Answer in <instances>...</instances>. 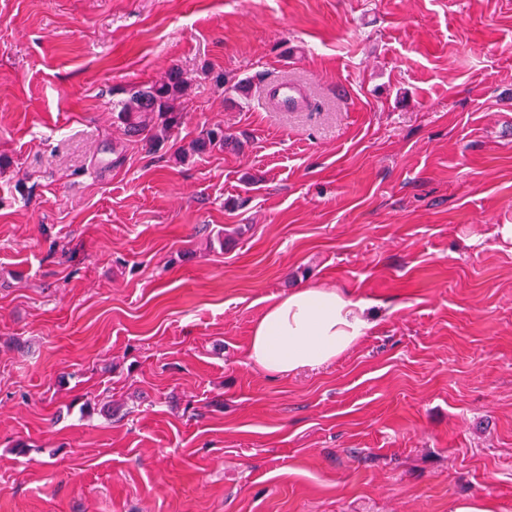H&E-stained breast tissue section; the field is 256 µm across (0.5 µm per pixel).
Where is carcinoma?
<instances>
[{
  "instance_id": "cac0c4a2",
  "label": "carcinoma",
  "mask_w": 512,
  "mask_h": 512,
  "mask_svg": "<svg viewBox=\"0 0 512 512\" xmlns=\"http://www.w3.org/2000/svg\"><path fill=\"white\" fill-rule=\"evenodd\" d=\"M216 80L227 86V90L240 97H247L251 91V79L244 78L235 82L219 75ZM188 80L182 71L173 67L164 78L145 87H133L128 90L126 99L119 104L117 119L123 124L124 134L131 141H147L156 145L170 139L182 123L183 113L175 103L187 91ZM240 142L216 126L192 140L189 148L180 149L179 157L187 153H204L219 149H237Z\"/></svg>"
}]
</instances>
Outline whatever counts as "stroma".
<instances>
[{
	"label": "stroma",
	"mask_w": 512,
	"mask_h": 512,
	"mask_svg": "<svg viewBox=\"0 0 512 512\" xmlns=\"http://www.w3.org/2000/svg\"><path fill=\"white\" fill-rule=\"evenodd\" d=\"M173 66L177 137L127 141ZM301 286L380 325L273 377ZM476 503L512 512V0H0V512ZM270 102L280 111H301L305 105V98L301 88L288 80L280 81L268 91ZM240 142L232 137V135L224 132V128L216 126L207 130L196 139L192 140L189 144V149H180L179 157L185 158L187 153H204L206 151L219 149H239Z\"/></svg>",
	"instance_id": "obj_1"
}]
</instances>
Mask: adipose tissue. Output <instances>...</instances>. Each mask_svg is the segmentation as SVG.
I'll return each mask as SVG.
<instances>
[{
	"instance_id": "adipose-tissue-1",
	"label": "adipose tissue",
	"mask_w": 512,
	"mask_h": 512,
	"mask_svg": "<svg viewBox=\"0 0 512 512\" xmlns=\"http://www.w3.org/2000/svg\"><path fill=\"white\" fill-rule=\"evenodd\" d=\"M370 302L335 290L299 288L269 303L248 339V359L271 376L333 362L376 326Z\"/></svg>"
}]
</instances>
